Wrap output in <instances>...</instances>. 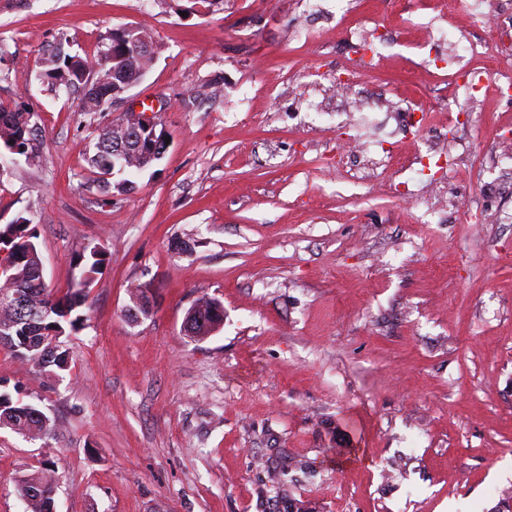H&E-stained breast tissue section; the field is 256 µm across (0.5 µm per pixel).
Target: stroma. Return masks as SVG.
Segmentation results:
<instances>
[{"instance_id":"obj_1","label":"stroma","mask_w":512,"mask_h":512,"mask_svg":"<svg viewBox=\"0 0 512 512\" xmlns=\"http://www.w3.org/2000/svg\"><path fill=\"white\" fill-rule=\"evenodd\" d=\"M391 30L355 84L336 0H0V103L37 115L36 149L0 170V226H37L45 280L64 294L83 249L106 251L61 375L0 349V382L50 435L0 430V512H29L22 477L57 466L54 512H505L512 506V101L461 99L445 178L450 204L410 159L444 148L428 79L391 0H357ZM150 29L155 59L115 104L165 103L169 140L129 195L87 163L95 125L52 92L59 40L92 57L104 36ZM312 31L311 43L294 39ZM218 92L191 101L202 84ZM381 121L386 165H340L352 98ZM193 244L174 250L172 241ZM149 285L152 312L124 316ZM224 307L187 335L197 298Z\"/></svg>"}]
</instances>
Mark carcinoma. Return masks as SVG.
I'll return each mask as SVG.
<instances>
[{
    "mask_svg": "<svg viewBox=\"0 0 512 512\" xmlns=\"http://www.w3.org/2000/svg\"><path fill=\"white\" fill-rule=\"evenodd\" d=\"M152 45V36L144 27H135L123 37L110 33L92 58L71 55L59 45L43 59L40 77L54 89L62 86L78 95L82 111L101 115L111 111L114 98L147 75L154 62ZM34 117L31 111L0 104V148L15 155L33 152ZM96 133L95 153L88 157V163L99 175L98 186L120 195L130 193L135 189L131 176L145 169L141 153L131 151L116 169L112 160L113 122L98 123ZM37 238L36 226L22 216L0 227V251H7L3 261L9 266V275L0 278V295L22 292L29 295L31 307L42 310V320L34 326L28 323L25 310L0 302V334L12 337L10 351L31 361L38 371L49 367L65 371L68 352L62 337L83 324L82 309L88 301L84 285L102 273L106 252L93 248L88 255L77 254L75 262L83 265L81 277L59 296L45 282ZM147 300L143 289H133L126 309L128 318L134 321L139 315H149ZM1 426L31 438L43 429L41 410L0 391ZM19 488L22 496L38 503L39 512H52L54 485L48 471L25 476Z\"/></svg>",
    "mask_w": 512,
    "mask_h": 512,
    "instance_id": "1",
    "label": "carcinoma"
}]
</instances>
